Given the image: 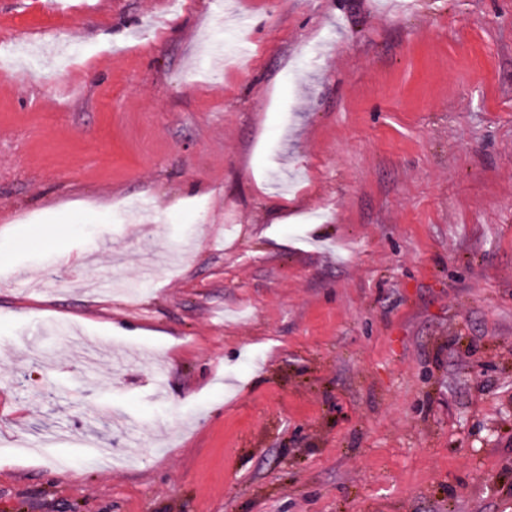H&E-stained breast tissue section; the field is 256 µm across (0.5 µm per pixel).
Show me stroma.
Returning <instances> with one entry per match:
<instances>
[{"label":"stroma","mask_w":512,"mask_h":512,"mask_svg":"<svg viewBox=\"0 0 512 512\" xmlns=\"http://www.w3.org/2000/svg\"><path fill=\"white\" fill-rule=\"evenodd\" d=\"M2 41L0 512H512V0Z\"/></svg>","instance_id":"obj_1"}]
</instances>
